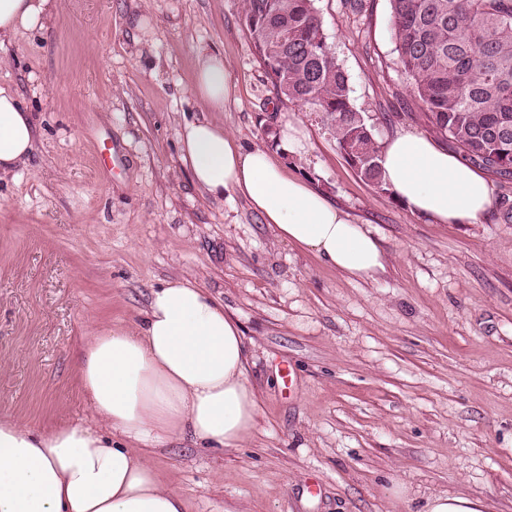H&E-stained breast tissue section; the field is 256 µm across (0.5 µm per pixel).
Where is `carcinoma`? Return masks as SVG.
Listing matches in <instances>:
<instances>
[{
	"label": "carcinoma",
	"instance_id": "1",
	"mask_svg": "<svg viewBox=\"0 0 512 512\" xmlns=\"http://www.w3.org/2000/svg\"><path fill=\"white\" fill-rule=\"evenodd\" d=\"M389 2L414 104L470 161L512 178V0ZM243 16L277 97L319 114L356 173L390 191L315 0H243Z\"/></svg>",
	"mask_w": 512,
	"mask_h": 512
}]
</instances>
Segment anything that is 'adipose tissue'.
I'll return each mask as SVG.
<instances>
[{"instance_id": "1", "label": "adipose tissue", "mask_w": 512, "mask_h": 512, "mask_svg": "<svg viewBox=\"0 0 512 512\" xmlns=\"http://www.w3.org/2000/svg\"><path fill=\"white\" fill-rule=\"evenodd\" d=\"M52 0H0V45L47 30ZM236 83L220 53L198 51L195 95L223 111ZM181 161L213 196H245L279 239L351 277L382 270L385 253L322 191L288 176L262 150H244L209 120L185 124ZM34 124L19 96L0 88V177L33 149ZM384 177L415 214L437 224H476L493 205L486 177L427 135L401 131L381 149ZM241 328L224 306L185 279L154 290L141 326L89 338L78 356L94 426L37 433L0 419V512H186L143 447L179 436L236 448L257 424Z\"/></svg>"}]
</instances>
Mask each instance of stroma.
I'll use <instances>...</instances> for the list:
<instances>
[{
  "instance_id": "35a3bbf8",
  "label": "stroma",
  "mask_w": 512,
  "mask_h": 512,
  "mask_svg": "<svg viewBox=\"0 0 512 512\" xmlns=\"http://www.w3.org/2000/svg\"><path fill=\"white\" fill-rule=\"evenodd\" d=\"M376 142L431 133L397 62L389 0H316ZM235 101L193 92L199 47ZM0 87L31 112L29 160L0 178V417L92 425L76 360L135 330L187 278L240 324L258 425L234 449L146 451L187 512H420L433 495L512 512V180L477 224H437L365 182L317 115L276 98L242 0H58L49 31L0 46ZM371 227L385 269L352 278L284 243L247 199L216 197L180 159L202 118ZM299 122L304 152L272 131Z\"/></svg>"
}]
</instances>
